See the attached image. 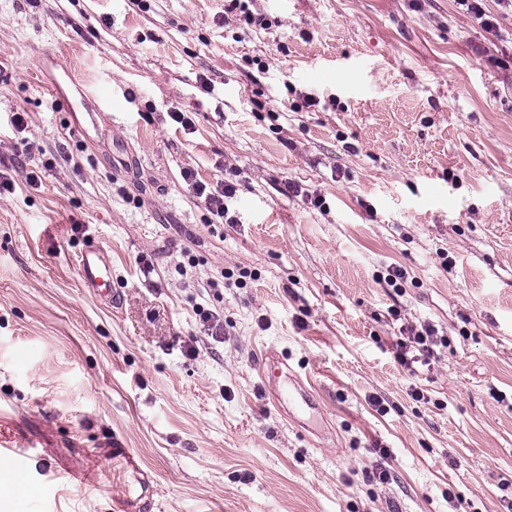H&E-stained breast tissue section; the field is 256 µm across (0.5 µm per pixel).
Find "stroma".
Returning a JSON list of instances; mask_svg holds the SVG:
<instances>
[{
    "instance_id": "1",
    "label": "stroma",
    "mask_w": 512,
    "mask_h": 512,
    "mask_svg": "<svg viewBox=\"0 0 512 512\" xmlns=\"http://www.w3.org/2000/svg\"><path fill=\"white\" fill-rule=\"evenodd\" d=\"M225 5L0 0V446L28 512H512V14ZM187 169L235 184L222 236ZM93 242L116 303L80 285ZM395 307L448 339L414 375ZM271 347L313 415L266 400ZM458 4L466 7V11L472 14L476 19H480V23L487 31H496L497 17L490 11L486 10L485 0H457Z\"/></svg>"
}]
</instances>
